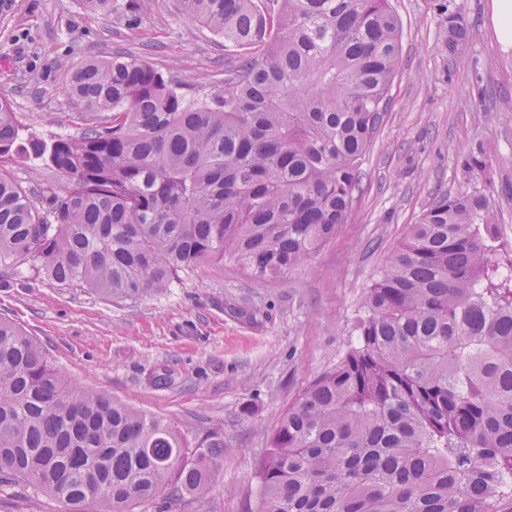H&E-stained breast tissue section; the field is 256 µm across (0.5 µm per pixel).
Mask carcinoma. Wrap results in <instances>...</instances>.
<instances>
[{"mask_svg": "<svg viewBox=\"0 0 512 512\" xmlns=\"http://www.w3.org/2000/svg\"><path fill=\"white\" fill-rule=\"evenodd\" d=\"M137 22L138 0H82ZM224 46V86L186 87L134 54L87 59L63 93L90 117L23 137L0 99V160L68 180L31 191L0 168V278L32 263L110 300L160 293L204 263L264 280L306 264L346 223L361 160L402 65L390 0H175ZM448 52L469 37L440 0ZM429 204L357 315V345L281 417L259 471L260 512H512V242L486 187ZM224 436L69 381L0 318V473L69 512H134L170 486L209 491Z\"/></svg>", "mask_w": 512, "mask_h": 512, "instance_id": "cac0c4a2", "label": "carcinoma"}]
</instances>
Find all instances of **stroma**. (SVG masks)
<instances>
[{
	"label": "stroma",
	"instance_id": "1",
	"mask_svg": "<svg viewBox=\"0 0 512 512\" xmlns=\"http://www.w3.org/2000/svg\"><path fill=\"white\" fill-rule=\"evenodd\" d=\"M469 41L448 51L437 0H391L402 25V67L360 166L346 224L302 267L257 280L233 263H206L166 291L107 300L21 266L0 282V317L35 337L71 381L170 420L188 438L224 435L222 468L202 496L168 489L139 512H257V468L280 416L356 341L364 296L409 224L444 193L465 189L461 155L489 144L490 187L512 238V50L492 29L490 0H459ZM130 52L189 85L224 84L223 39L145 0L137 28L82 0H0V98L22 130L75 133L80 113L61 92L84 59ZM0 512H65L0 474Z\"/></svg>",
	"mask_w": 512,
	"mask_h": 512
}]
</instances>
